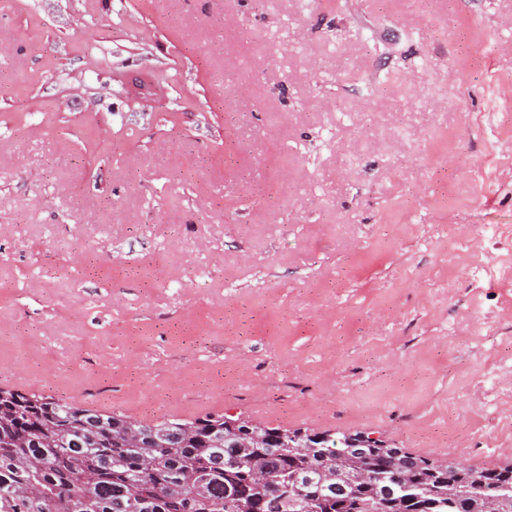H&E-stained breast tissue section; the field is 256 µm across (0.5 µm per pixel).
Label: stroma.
<instances>
[{
	"label": "stroma",
	"mask_w": 512,
	"mask_h": 512,
	"mask_svg": "<svg viewBox=\"0 0 512 512\" xmlns=\"http://www.w3.org/2000/svg\"><path fill=\"white\" fill-rule=\"evenodd\" d=\"M0 388L512 454V0H0Z\"/></svg>",
	"instance_id": "1"
}]
</instances>
